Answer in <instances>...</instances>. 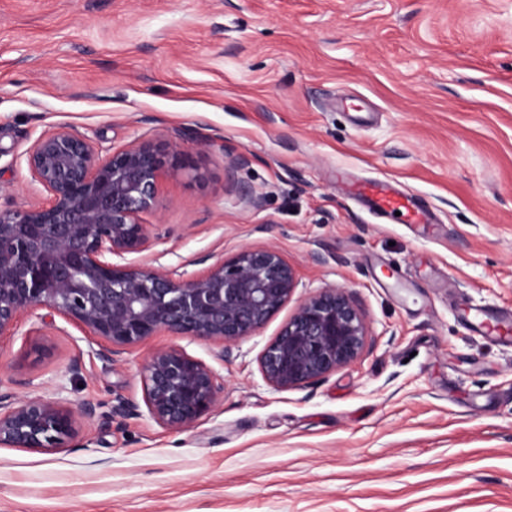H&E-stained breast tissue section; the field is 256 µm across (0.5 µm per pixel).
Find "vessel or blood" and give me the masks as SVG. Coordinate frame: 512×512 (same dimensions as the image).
Here are the masks:
<instances>
[{"label":"vessel or blood","mask_w":512,"mask_h":512,"mask_svg":"<svg viewBox=\"0 0 512 512\" xmlns=\"http://www.w3.org/2000/svg\"><path fill=\"white\" fill-rule=\"evenodd\" d=\"M351 194L376 217L400 224H427L430 212L413 196L384 181L354 182Z\"/></svg>","instance_id":"vessel-or-blood-1"}]
</instances>
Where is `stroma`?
<instances>
[{"label":"stroma","mask_w":512,"mask_h":512,"mask_svg":"<svg viewBox=\"0 0 512 512\" xmlns=\"http://www.w3.org/2000/svg\"><path fill=\"white\" fill-rule=\"evenodd\" d=\"M59 126L106 154L187 134L128 262L199 274L272 247L295 299L347 288L368 338L277 390L258 359L288 307L226 356L162 333L113 363L23 314L0 387L97 416L57 448L0 447V512H512V325L464 319L512 310V0H0V206L46 201L23 155ZM340 172L396 182L436 223L375 218ZM169 347L224 379L182 431L144 403ZM119 396L136 411L105 426Z\"/></svg>","instance_id":"35a3bbf8"}]
</instances>
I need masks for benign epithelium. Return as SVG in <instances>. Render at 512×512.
I'll list each match as a JSON object with an SVG mask.
<instances>
[{
  "label": "benign epithelium",
  "mask_w": 512,
  "mask_h": 512,
  "mask_svg": "<svg viewBox=\"0 0 512 512\" xmlns=\"http://www.w3.org/2000/svg\"><path fill=\"white\" fill-rule=\"evenodd\" d=\"M183 142L141 141L102 155L64 127L41 134L25 163L49 193L42 206L0 208V337L20 316L49 309L104 341L107 362L167 332L228 353L292 299L299 278L275 248H244L189 274L133 266L152 240L142 215L156 206L166 168ZM368 328L347 289L305 297L265 346L260 367L276 390L306 387L362 353ZM149 414L170 430L193 427L224 394V381L179 349L159 350L142 370ZM78 431L75 412L33 388L0 391V447L48 450Z\"/></svg>",
  "instance_id": "benign-epithelium-1"
}]
</instances>
